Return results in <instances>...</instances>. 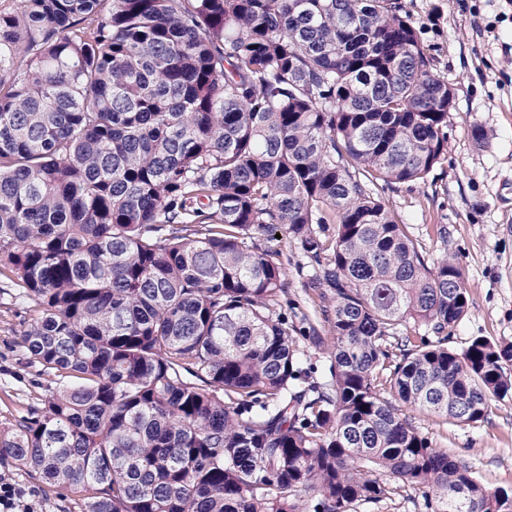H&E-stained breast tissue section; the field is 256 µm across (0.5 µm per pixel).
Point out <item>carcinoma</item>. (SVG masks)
<instances>
[{
	"label": "carcinoma",
	"instance_id": "1",
	"mask_svg": "<svg viewBox=\"0 0 512 512\" xmlns=\"http://www.w3.org/2000/svg\"><path fill=\"white\" fill-rule=\"evenodd\" d=\"M448 81L405 0H0V280L52 383L0 470L81 512H512L390 391L454 424L512 399V342L460 349L459 266L379 189L444 158ZM293 240L323 339L279 297ZM260 243L262 248L271 250L275 254L273 256L274 260L282 263L287 269L288 281L290 282L288 295L281 296L280 301L284 305H286V301L291 302L296 307L294 311L299 316L305 314L320 330L325 342L321 349H316L308 340L301 337L298 344L299 349L305 355L311 357L313 362L317 363L319 372L324 371L327 364L325 353L332 344L330 327L323 321L319 309V305H324V303H321L318 291L302 287L303 282L313 271L309 267L307 259L300 254L297 245L293 242H288L287 245L284 236L272 241H260ZM357 512H425L423 499L418 490L405 488L399 494L379 504H362L355 509Z\"/></svg>",
	"mask_w": 512,
	"mask_h": 512
}]
</instances>
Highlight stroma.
Wrapping results in <instances>:
<instances>
[{
    "instance_id": "35a3bbf8",
    "label": "stroma",
    "mask_w": 512,
    "mask_h": 512,
    "mask_svg": "<svg viewBox=\"0 0 512 512\" xmlns=\"http://www.w3.org/2000/svg\"><path fill=\"white\" fill-rule=\"evenodd\" d=\"M433 58L455 93L447 152L424 182L383 191L426 256L461 267L471 310L451 331L460 348L476 336L512 341V0H406ZM480 126L483 141L471 129ZM288 272L287 300L331 340L311 274L296 244L262 241ZM28 308L0 290V424L36 404L47 375L19 346ZM404 413L434 445L463 458L490 488L512 485V400L494 403L487 420L456 426L408 405Z\"/></svg>"
}]
</instances>
